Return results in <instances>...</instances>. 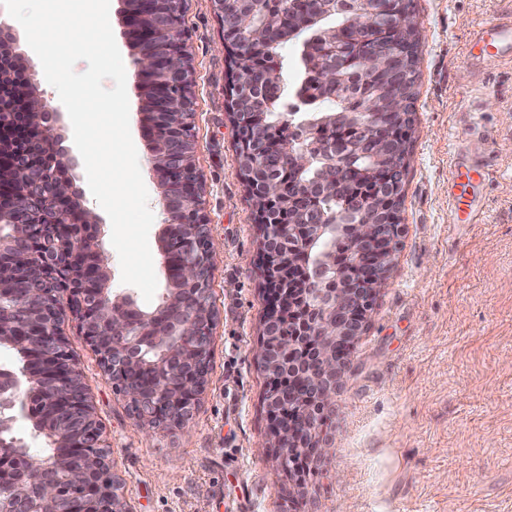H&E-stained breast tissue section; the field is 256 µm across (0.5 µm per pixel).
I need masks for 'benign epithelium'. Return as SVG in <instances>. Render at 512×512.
<instances>
[{"instance_id":"obj_1","label":"benign epithelium","mask_w":512,"mask_h":512,"mask_svg":"<svg viewBox=\"0 0 512 512\" xmlns=\"http://www.w3.org/2000/svg\"><path fill=\"white\" fill-rule=\"evenodd\" d=\"M223 28V48L230 58L248 49L255 72L279 82L277 55L267 47L251 46L244 35L265 20L257 0H212ZM184 0H123L122 23L134 49L139 75L152 89L147 111L151 128L163 147L152 160L162 189L164 221L159 241L166 262L177 260L168 289L190 291L172 313L138 307L130 294H114L105 260L99 217L82 206L81 192L70 176L72 158L62 147L60 111L34 95L35 73L9 49L14 35L0 23V255L29 268L21 281L0 277V346L15 350L26 361H42L46 372L17 373L0 368V512H55L61 495L60 474L83 480L81 499L66 512H125L117 478L107 479L108 455L102 431H92V408L83 391H72L79 372L65 349L61 322L74 314L90 345L98 352L107 377L137 416L153 428L174 426L189 415L201 392L207 368L193 365L209 353L214 313L209 302V274L216 248L206 215L199 207L201 179L184 146L194 142L192 125V67L179 31ZM365 9L352 15L341 29L327 21L341 8L339 0H319L315 10L288 14V39H299L302 56L336 58L348 52L363 31L362 22L417 25L404 0H363ZM389 46L375 43L347 63L354 75L384 72ZM226 107L238 129L235 163L248 189L262 196L257 212L265 257L264 278L270 295L269 320H281L294 288L286 287L284 267H298L306 282L308 304L296 331L280 337V346L293 354L308 348L317 357L319 375L308 398L315 413L297 415L278 426L280 411L268 403L272 421L271 446L321 447L318 418L335 406L336 389L345 375L353 340L363 331L375 290L385 279L391 252L401 233L398 220L404 178L401 164H383L379 155L404 137L407 101L396 99L390 114L375 111L369 91L362 95L360 115L371 130L366 138L346 135L355 122L346 113L328 110L286 113L276 123L265 113L242 108L246 84L236 66H230ZM324 94L319 102H336V67L316 69ZM275 156L281 176L262 173ZM315 168L314 183L303 174ZM341 171L371 185L375 208L383 219L372 222L346 203L328 216L316 186ZM310 198L313 223L298 224L288 203ZM178 354L186 364L169 385L159 391L129 374L135 364L160 377L168 358ZM54 386L51 399L73 436H59L65 448L43 458L35 468L18 471L12 464L26 458L27 448L6 441L14 411L26 408L29 397L43 383Z\"/></svg>"}]
</instances>
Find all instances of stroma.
I'll return each mask as SVG.
<instances>
[{
  "label": "stroma",
  "mask_w": 512,
  "mask_h": 512,
  "mask_svg": "<svg viewBox=\"0 0 512 512\" xmlns=\"http://www.w3.org/2000/svg\"><path fill=\"white\" fill-rule=\"evenodd\" d=\"M130 131L154 215L155 299L167 288L162 193L144 91L123 35ZM420 41L400 205L402 234L353 343L325 451L297 486L270 448L269 379L255 350L269 310L256 209L235 163L228 64L211 0H185L193 162L217 248L207 383L179 427L151 429L103 372L78 319L61 329L130 512H512V58L468 59L472 34L512 0H412ZM486 161L481 215L463 223L453 162Z\"/></svg>",
  "instance_id": "35a3bbf8"
}]
</instances>
